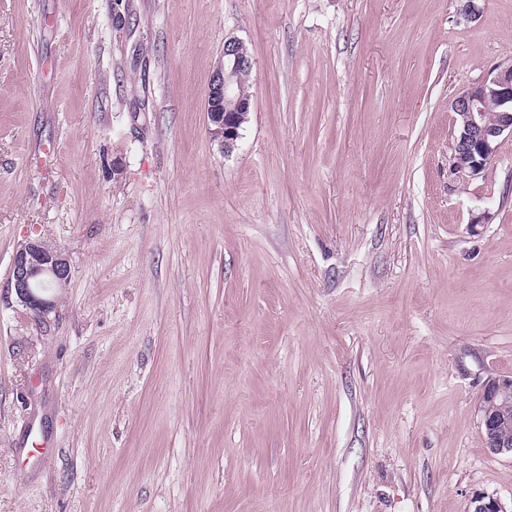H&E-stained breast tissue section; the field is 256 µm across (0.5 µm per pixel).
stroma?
<instances>
[{"label":"stroma","mask_w":512,"mask_h":512,"mask_svg":"<svg viewBox=\"0 0 512 512\" xmlns=\"http://www.w3.org/2000/svg\"><path fill=\"white\" fill-rule=\"evenodd\" d=\"M0 0V512H512V0ZM252 58L224 154L206 101ZM485 223L470 226L472 214ZM68 259L48 318L10 286ZM251 68L252 61L245 44L239 39H225L210 85L206 114L211 138L227 155L234 150L240 137V124L250 110L248 80L243 84L245 94L241 75ZM499 111L489 121L484 106ZM455 135L448 157V179L478 178L495 157L505 137L512 138V64L495 68L451 103ZM70 271L68 260L60 251L41 239H31L13 255L11 287L22 302L38 316L45 317L54 302L40 293L42 284L53 281L64 285L69 280ZM512 406V377L502 376L489 380L480 398V425L486 440V447L495 454L512 455V438L505 430L510 423L508 415L502 410Z\"/></svg>","instance_id":"obj_1"}]
</instances>
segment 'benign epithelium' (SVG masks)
<instances>
[{
  "instance_id": "7a95c632",
  "label": "benign epithelium",
  "mask_w": 512,
  "mask_h": 512,
  "mask_svg": "<svg viewBox=\"0 0 512 512\" xmlns=\"http://www.w3.org/2000/svg\"><path fill=\"white\" fill-rule=\"evenodd\" d=\"M252 68L245 44L235 38L224 40L210 85L206 114L208 131L222 151L231 153L240 137V124L250 110L251 96L244 93L241 75ZM495 102L499 111L489 121L485 105ZM455 135L448 157V179H475L495 157L501 142L512 138V64L495 68L489 77L474 84L451 103ZM70 265L66 257L35 238L16 249L11 267V287L17 297L37 315H47L54 301L40 293L46 281L68 282ZM512 406V377L488 381L480 398V425L486 447L495 454H512V438L505 434L512 422L503 407ZM472 512H507L493 497L477 495Z\"/></svg>"
}]
</instances>
